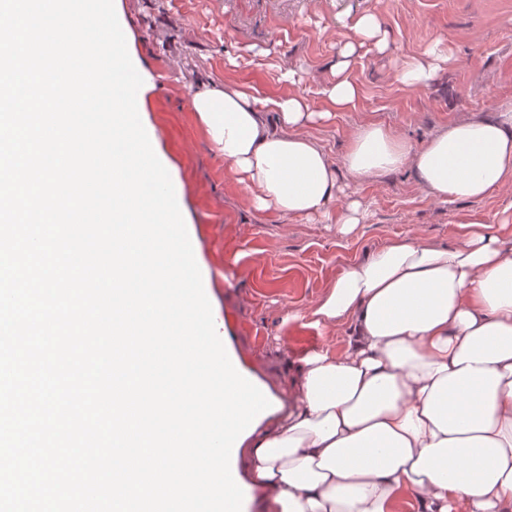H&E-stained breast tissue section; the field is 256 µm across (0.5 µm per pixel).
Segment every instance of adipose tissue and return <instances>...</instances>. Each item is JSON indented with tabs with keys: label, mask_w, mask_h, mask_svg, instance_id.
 I'll use <instances>...</instances> for the list:
<instances>
[{
	"label": "adipose tissue",
	"mask_w": 512,
	"mask_h": 512,
	"mask_svg": "<svg viewBox=\"0 0 512 512\" xmlns=\"http://www.w3.org/2000/svg\"><path fill=\"white\" fill-rule=\"evenodd\" d=\"M347 28L323 110L299 93L262 97L244 84L194 93L199 121L254 209L332 218L347 236L367 215L353 182L409 169L445 202L512 191V102L452 122L421 146L359 125L339 163L304 135L355 108L352 58L369 43L389 49L374 15ZM449 61L439 40L404 59L394 78L424 86ZM309 317L343 331L342 348L305 356L280 395V416L238 449L266 512H398L405 503L415 512H512L511 212L468 223L452 245L390 241L345 267Z\"/></svg>",
	"instance_id": "obj_1"
}]
</instances>
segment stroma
I'll return each instance as SVG.
<instances>
[{
	"label": "stroma",
	"mask_w": 512,
	"mask_h": 512,
	"mask_svg": "<svg viewBox=\"0 0 512 512\" xmlns=\"http://www.w3.org/2000/svg\"><path fill=\"white\" fill-rule=\"evenodd\" d=\"M114 8L152 77L140 118L181 192L213 318L226 347L272 396L285 385L282 362L302 357L292 348L301 337L341 348L342 334L312 326L306 312L346 266L414 234L452 243L467 222L493 220L512 205V193L498 192L436 201L403 169L356 185L368 216L349 236L321 220L284 224L251 208L192 107L199 83L238 82L265 96L297 92L323 108L321 86L348 35L338 18L370 12L389 51L365 46L349 69L362 90L356 108L304 132L337 161L363 123L423 145L439 127L512 101V0H114ZM438 39L452 55L448 68L425 87L397 83L403 58ZM288 66L302 82L282 79Z\"/></svg>",
	"instance_id": "35a3bbf8"
}]
</instances>
